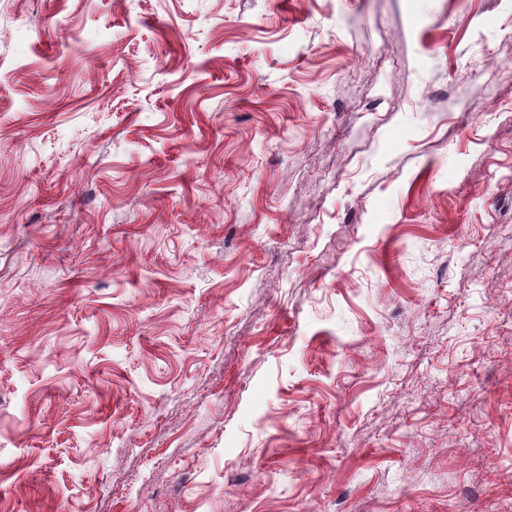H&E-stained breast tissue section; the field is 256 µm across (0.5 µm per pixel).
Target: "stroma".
<instances>
[{"instance_id": "1", "label": "stroma", "mask_w": 512, "mask_h": 512, "mask_svg": "<svg viewBox=\"0 0 512 512\" xmlns=\"http://www.w3.org/2000/svg\"><path fill=\"white\" fill-rule=\"evenodd\" d=\"M508 66L512 0H0V512H512Z\"/></svg>"}]
</instances>
